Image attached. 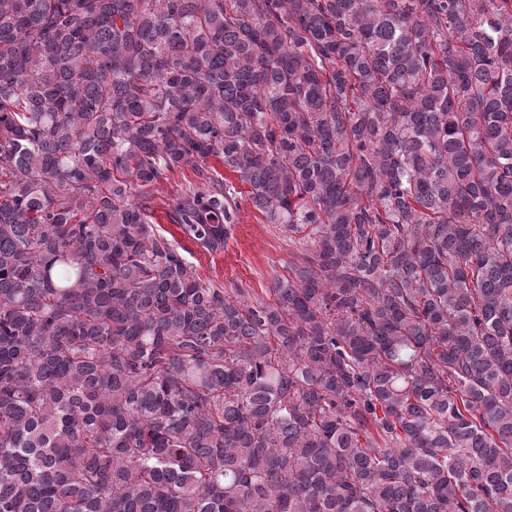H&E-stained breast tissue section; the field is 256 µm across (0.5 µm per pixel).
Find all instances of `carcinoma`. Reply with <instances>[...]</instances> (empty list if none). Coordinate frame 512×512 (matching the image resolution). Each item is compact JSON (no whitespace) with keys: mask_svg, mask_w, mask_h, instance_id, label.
Returning <instances> with one entry per match:
<instances>
[{"mask_svg":"<svg viewBox=\"0 0 512 512\" xmlns=\"http://www.w3.org/2000/svg\"><path fill=\"white\" fill-rule=\"evenodd\" d=\"M0 512H512V0H0ZM195 176L190 170L172 176L169 182L161 181L146 187L149 198L151 222L158 231L182 247L184 256L194 266L204 281L219 288H247L253 294H262L269 282L287 271L294 260V247L288 245L277 224H268L264 216L247 202L241 204L238 223L231 237L220 252H208L192 241L184 239L175 224L166 215L164 200L179 193L193 183Z\"/></svg>","mask_w":512,"mask_h":512,"instance_id":"obj_1","label":"carcinoma"}]
</instances>
